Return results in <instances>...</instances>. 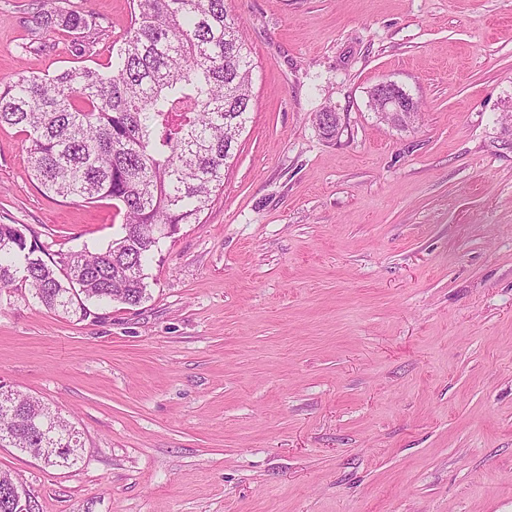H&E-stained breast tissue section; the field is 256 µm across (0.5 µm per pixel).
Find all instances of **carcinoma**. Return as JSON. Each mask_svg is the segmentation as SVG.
<instances>
[{
    "mask_svg": "<svg viewBox=\"0 0 512 512\" xmlns=\"http://www.w3.org/2000/svg\"><path fill=\"white\" fill-rule=\"evenodd\" d=\"M130 28L107 70L71 66L54 76L22 71L0 85V126L19 129L33 175L45 192L83 203L108 201L123 214L122 231L104 248L59 252L14 224H0V295L21 282L39 303L86 319L114 302L148 298L147 266L160 240L196 224L249 121L253 60L239 19L225 0H132ZM90 11L42 9L37 29L82 34ZM323 134L335 112L315 113ZM0 437L49 465L80 458L78 432L58 413L18 395ZM11 474L0 471V512L23 508Z\"/></svg>",
    "mask_w": 512,
    "mask_h": 512,
    "instance_id": "1",
    "label": "carcinoma"
}]
</instances>
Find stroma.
I'll use <instances>...</instances> for the list:
<instances>
[{"label":"stroma","mask_w":512,"mask_h":512,"mask_svg":"<svg viewBox=\"0 0 512 512\" xmlns=\"http://www.w3.org/2000/svg\"><path fill=\"white\" fill-rule=\"evenodd\" d=\"M0 0V80L104 68ZM250 121L150 297L85 320L0 297V380L70 419L76 465L0 447L36 512H512V0H226ZM420 103L409 128L368 91ZM331 109L326 138L316 112ZM111 205L62 203L0 127V223L49 254L106 246ZM390 82H382L380 81L379 83H377L375 86V90H376V95L374 98H376L377 100V106L379 107V110L380 111H383V112H400V109L399 107L397 106L395 100L391 97L390 95V86H389ZM400 87V86H399ZM400 89H402L404 91V93L410 97V99L413 100V109H414V116H413V121L412 123H408V121L406 120L405 116L403 115V113L405 112H400L401 113V116L397 115V116H387V115H383V116H380L381 118H384V120H388L390 122H392L393 124L399 126V127H408L409 125H412L417 117H418V112H419V105H418V102L412 97L410 96V94H408L402 87H400Z\"/></svg>","instance_id":"35a3bbf8"}]
</instances>
